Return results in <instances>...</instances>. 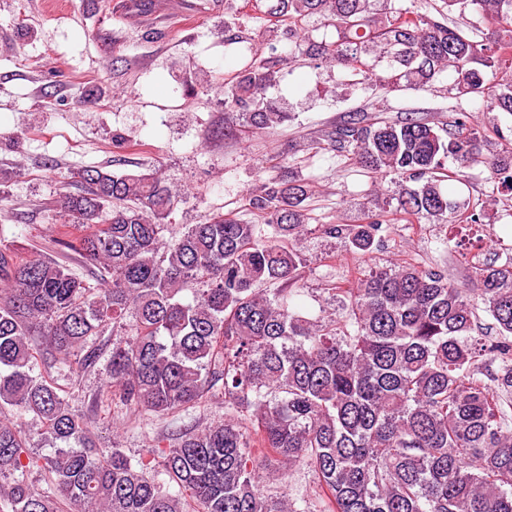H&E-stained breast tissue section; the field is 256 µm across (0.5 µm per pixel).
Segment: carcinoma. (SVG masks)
<instances>
[{"label": "carcinoma", "instance_id": "obj_1", "mask_svg": "<svg viewBox=\"0 0 512 512\" xmlns=\"http://www.w3.org/2000/svg\"><path fill=\"white\" fill-rule=\"evenodd\" d=\"M480 4L495 20L466 34ZM264 16L289 56L344 68L380 90L430 92L455 75L457 97L512 115V0H274ZM312 16L334 41L303 33ZM269 46L224 86L245 129L290 119L269 90L286 61ZM498 75L489 83L487 71ZM447 127L425 112L370 122L354 111L327 134L336 153L382 178L417 183L397 210L438 224L479 218L442 188L476 166L512 196V148L485 151L462 108ZM454 168H445V161ZM307 179H269L250 205L260 223L216 212L171 231L179 195L159 171L72 173L56 200L54 246L90 264L72 272L26 247L0 250V503L11 512H512V258L474 267L476 294L403 261L327 287L339 313L289 308L307 268L300 243L380 246L387 210L363 224L310 227ZM494 335L480 332L481 316ZM112 331V341L103 339ZM106 363L96 408L174 417L212 401L224 420L191 424L174 443L131 458L100 445L49 367L76 380ZM31 414L53 448L31 447ZM306 466L310 501L258 486L259 460ZM42 474L46 488L28 480Z\"/></svg>", "mask_w": 512, "mask_h": 512}]
</instances>
